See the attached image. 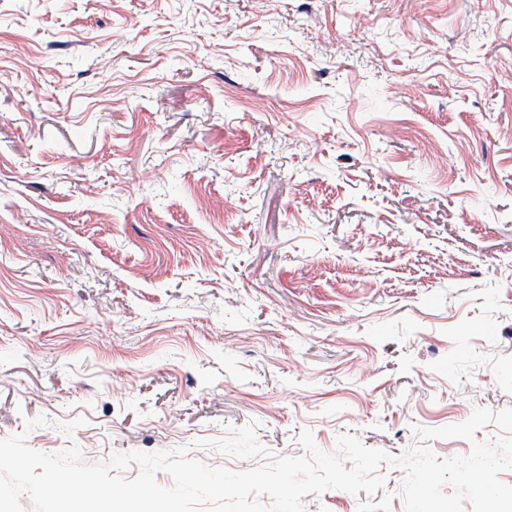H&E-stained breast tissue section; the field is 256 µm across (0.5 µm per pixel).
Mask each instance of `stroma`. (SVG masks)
<instances>
[{"instance_id":"obj_1","label":"stroma","mask_w":512,"mask_h":512,"mask_svg":"<svg viewBox=\"0 0 512 512\" xmlns=\"http://www.w3.org/2000/svg\"><path fill=\"white\" fill-rule=\"evenodd\" d=\"M506 70L512 0H0V439L241 472L512 408Z\"/></svg>"}]
</instances>
